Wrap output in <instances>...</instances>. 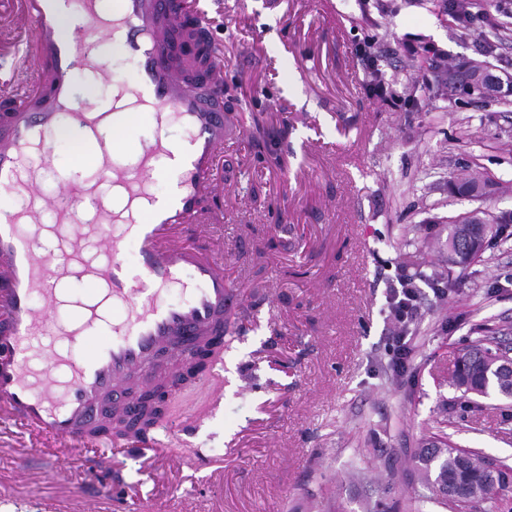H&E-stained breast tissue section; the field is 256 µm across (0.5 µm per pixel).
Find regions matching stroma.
I'll return each mask as SVG.
<instances>
[{"label":"stroma","mask_w":512,"mask_h":512,"mask_svg":"<svg viewBox=\"0 0 512 512\" xmlns=\"http://www.w3.org/2000/svg\"><path fill=\"white\" fill-rule=\"evenodd\" d=\"M219 41L225 102L242 129L224 148L209 227L235 300L224 366L179 393L190 435L134 455L49 444L0 413V512H446L412 455L447 433L512 466V400L450 384L472 339L512 340V95L460 97L449 68L512 73V44L458 32L448 0H188ZM32 24L0 0V96L30 80ZM389 82L371 90V52ZM78 107L111 97L132 66L111 43ZM483 175V199L448 181ZM500 223L480 260L448 263V225ZM424 288L412 356L388 371L386 295ZM445 296L427 290L428 282Z\"/></svg>","instance_id":"35a3bbf8"}]
</instances>
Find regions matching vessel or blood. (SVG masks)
<instances>
[{"label":"vessel or blood","instance_id":"obj_1","mask_svg":"<svg viewBox=\"0 0 512 512\" xmlns=\"http://www.w3.org/2000/svg\"><path fill=\"white\" fill-rule=\"evenodd\" d=\"M24 4L37 44L34 86L20 104L0 110V410L45 437L81 444L106 435L143 395L181 376L194 353L224 334L233 292L223 254L201 235L210 219L205 201L237 126L218 105L222 81L176 64L169 31L180 12L173 0H118L108 16L100 0ZM66 10L80 19L82 42L61 36ZM104 38L131 63L129 80L117 89L139 107L113 131L108 151L101 116L75 111L71 90L76 71L102 70L96 49ZM65 117L86 136L81 163L98 182L123 187L128 207L115 212L97 200L92 223L83 224L78 210L91 188L65 185L55 198L41 195L31 160L50 157V138ZM173 121L186 133V147L167 138ZM144 125L155 135L141 143ZM133 141L136 164L114 162ZM173 155L180 160L177 187L159 203L156 163ZM47 209L57 223L51 252L41 246ZM73 278L103 291L112 315L105 340L88 336L103 320L88 299L71 302L66 323L56 325L60 293ZM174 291L181 302H170Z\"/></svg>","mask_w":512,"mask_h":512}]
</instances>
